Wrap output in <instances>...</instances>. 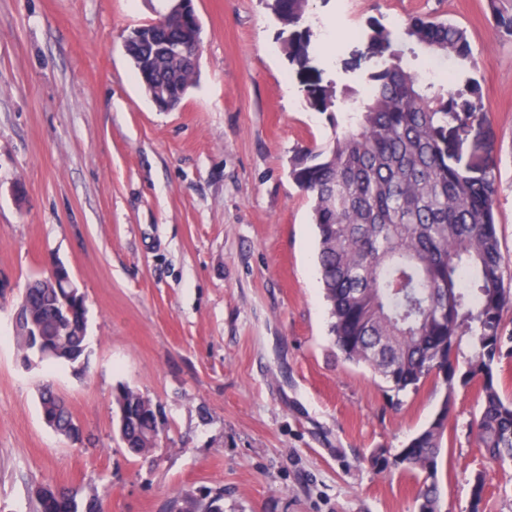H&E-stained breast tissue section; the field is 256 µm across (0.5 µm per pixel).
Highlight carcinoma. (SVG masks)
Returning a JSON list of instances; mask_svg holds the SVG:
<instances>
[{
    "label": "carcinoma",
    "mask_w": 512,
    "mask_h": 512,
    "mask_svg": "<svg viewBox=\"0 0 512 512\" xmlns=\"http://www.w3.org/2000/svg\"><path fill=\"white\" fill-rule=\"evenodd\" d=\"M309 0H272L288 27V59L308 63L314 33ZM498 27L512 35V13L487 0ZM372 69L362 88L315 84L307 104L332 119L334 137L323 148L300 152L288 174L313 201L318 229L321 287L329 305L330 332L343 358L368 367L392 396L417 391L432 375L449 384L480 387L474 424L478 446L493 460H512V400L502 397L496 367L512 359V331L504 312L512 289L504 286V257L496 226L498 183L494 169L473 176L458 165L448 142L482 106L474 77L477 59L466 31L445 20L408 17L398 33L371 23L364 32ZM454 61L452 84L424 79L410 66L417 52ZM183 93L196 64L167 61ZM68 289L48 288L37 277L19 301L27 335H17L25 353L75 365L85 351L86 305L65 312ZM468 339L469 350L461 348ZM43 416L75 440L80 430L64 401L49 387L40 393ZM113 402L125 408L117 424L132 455L148 458L163 427L151 400L131 388H116ZM449 399L427 426L397 454L372 458L381 470L421 477L418 500L438 512L440 462ZM36 512H102L98 499L81 505L75 496L39 485ZM224 493L184 499L172 512H221Z\"/></svg>",
    "instance_id": "carcinoma-1"
}]
</instances>
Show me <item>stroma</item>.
<instances>
[{
    "instance_id": "1",
    "label": "stroma",
    "mask_w": 512,
    "mask_h": 512,
    "mask_svg": "<svg viewBox=\"0 0 512 512\" xmlns=\"http://www.w3.org/2000/svg\"><path fill=\"white\" fill-rule=\"evenodd\" d=\"M268 0H194L201 49L181 105L159 110L125 51L166 0H0V512H35V484L96 496L104 512H169L223 490V512H416V477L378 471L450 399L441 512H512V463L478 448V386L427 380L393 405L345 361L318 282L312 202L288 175L326 145L306 83L358 85L361 33L412 15L463 27L483 105L451 133L461 167L494 168L512 278V36L486 0H310L319 48L291 63ZM65 265L87 304L84 371L28 364L12 334L27 281ZM82 430L48 427L39 389ZM159 408L148 459L116 431L112 393Z\"/></svg>"
}]
</instances>
